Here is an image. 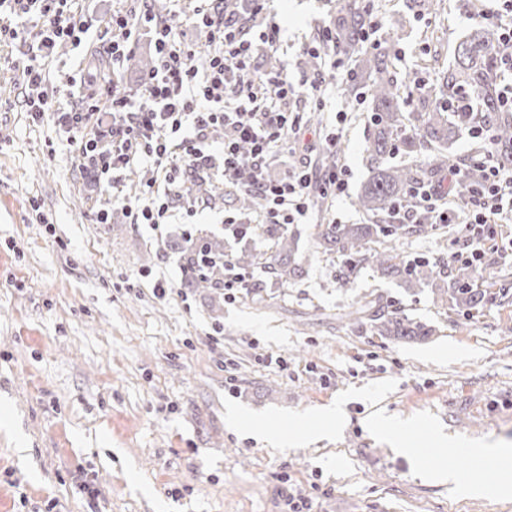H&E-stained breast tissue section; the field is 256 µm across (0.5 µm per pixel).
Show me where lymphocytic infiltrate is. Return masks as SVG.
<instances>
[{
  "mask_svg": "<svg viewBox=\"0 0 512 512\" xmlns=\"http://www.w3.org/2000/svg\"><path fill=\"white\" fill-rule=\"evenodd\" d=\"M78 0H0V8L31 22L37 40L30 48L23 75L29 93L25 100L33 122L52 120L64 129L67 142L88 157L110 186L123 181L127 168L145 163L155 175L135 199L124 207L132 223L159 228L166 223L170 201L178 196L187 174L220 170L225 183L259 196L270 224H291L307 214L314 194L339 195L345 172L334 169L315 175L303 166L274 180L269 161L302 134L300 113L284 109L288 97L299 90L287 76L274 74L255 79L250 71L253 55L273 45L272 33L248 35L239 19L225 15L223 7L207 4L197 9L191 25L198 37L189 43L179 26L156 21L151 12H113L108 22L119 37L110 47V74H88L91 89L84 108L66 112L42 90L46 74L43 60L63 44L80 47L89 26L77 17ZM156 31L157 60L144 74L138 99L123 90L119 75L134 53L139 31ZM211 52L198 60V44ZM223 127L224 143L212 150L208 134ZM481 181L455 210L444 208L443 191L433 188L413 194V206L403 213L412 220L415 210L428 212L433 223L463 224L468 234L462 250L448 256L449 263L480 266L485 242L495 224L512 221V171L498 164L492 150L474 161ZM247 181H240L241 172Z\"/></svg>",
  "mask_w": 512,
  "mask_h": 512,
  "instance_id": "f902f5d3",
  "label": "lymphocytic infiltrate"
}]
</instances>
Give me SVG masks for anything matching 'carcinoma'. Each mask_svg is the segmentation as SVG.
<instances>
[{"mask_svg": "<svg viewBox=\"0 0 512 512\" xmlns=\"http://www.w3.org/2000/svg\"><path fill=\"white\" fill-rule=\"evenodd\" d=\"M369 12L355 0H337L331 34L336 52L351 66V85L368 84L371 98L374 132L365 147L371 176L357 195L359 209L382 220L392 218L399 207L410 203L414 189L433 186L452 166L466 170V177L450 183L449 193L466 198L475 182L473 168L466 159L450 163L442 148L473 126L489 130L498 162L512 170V110L501 106L494 76L499 57L509 52L500 33L486 24H474L459 43L452 64L441 62L440 55L434 54L438 70L434 84L400 73L391 48L372 52L365 47ZM464 92L475 96L476 110L451 122L448 106ZM408 101L416 102V107L406 115ZM400 147L415 155L413 163L388 164L387 154ZM435 230L437 225L430 223L425 212L417 224H318L316 244L328 255L345 258L342 274L347 279L368 267L382 277L400 280L406 288L430 289L433 302L442 308L469 314L479 311L488 296L479 271L458 264L447 273L441 264L410 262L398 252L400 239ZM265 232L273 240L269 256L262 258L243 249L232 256L234 264L245 270L259 265L281 284L301 278L308 258L298 253V236L276 224L267 225ZM204 245L215 261L193 277L194 284L204 290L218 288L224 283V248L212 240ZM347 317L365 320L376 335L395 340L421 341L432 335L431 328L407 316L380 313L373 299L357 302Z\"/></svg>", "mask_w": 512, "mask_h": 512, "instance_id": "1", "label": "carcinoma"}]
</instances>
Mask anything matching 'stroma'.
<instances>
[{"label":"stroma","mask_w":512,"mask_h":512,"mask_svg":"<svg viewBox=\"0 0 512 512\" xmlns=\"http://www.w3.org/2000/svg\"><path fill=\"white\" fill-rule=\"evenodd\" d=\"M473 0H441L436 15L407 22L396 45L399 71H421L431 52L452 59L469 27ZM198 0H92L91 11L140 13L188 25ZM336 15L335 0H269L253 29L278 28L275 50L255 56L256 73L277 71L297 84L322 78L324 108L289 98L303 113L302 142L274 159L283 176L303 165L326 172L335 153L347 173L338 196H314L292 226L309 261L301 279L224 296L189 287L187 237L223 239L224 218L258 223L262 209H237L236 187L204 175L205 193L180 195L161 230L131 223L111 188L68 147L52 122L26 110L22 67L28 42L0 41V512H281L275 473L312 488L314 512H512V498L459 499L425 482L421 466L475 471L490 482L508 463L479 464L440 447L434 430L512 448V302L490 300L465 316L438 308L428 289L404 288L371 270L342 281V260L318 252V224H365L354 201L369 176L372 134L367 93L352 92L330 67L334 49L307 69V45ZM112 29L94 22L85 48L63 46L46 67L44 92L74 104L88 56L109 73ZM108 213L107 223L97 221ZM461 224L405 240L409 260L460 250ZM512 223L486 241L493 288L512 289V262L500 255ZM164 275L170 291L159 294ZM431 326L404 342L343 320L363 296ZM340 403L331 438L275 447L264 434ZM261 421L263 435L229 429L227 407ZM377 414L407 421L419 458L399 454L371 432ZM25 453H17V442ZM98 494L88 497L83 482Z\"/></svg>","instance_id":"1"}]
</instances>
